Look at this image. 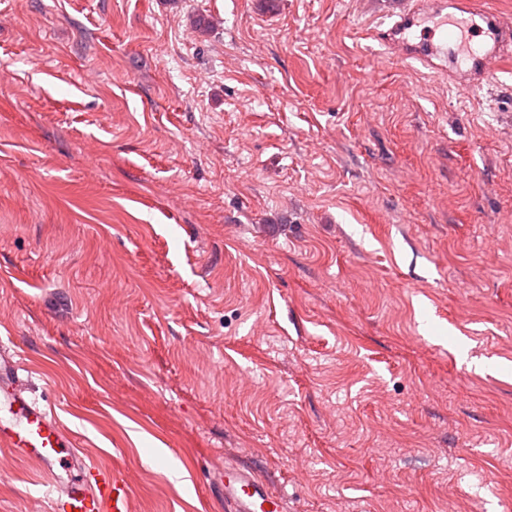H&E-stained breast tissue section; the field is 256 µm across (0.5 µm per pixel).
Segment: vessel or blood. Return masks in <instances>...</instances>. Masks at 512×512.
Listing matches in <instances>:
<instances>
[{"label": "vessel or blood", "instance_id": "b4317fda", "mask_svg": "<svg viewBox=\"0 0 512 512\" xmlns=\"http://www.w3.org/2000/svg\"><path fill=\"white\" fill-rule=\"evenodd\" d=\"M393 24L367 31L368 39L390 46L397 59L436 68L464 88L489 81L512 58V18L489 12L484 0H391ZM0 446L17 457H33L45 470L61 466L47 493L53 512H130L131 491L120 467L93 468L64 435L46 406L31 395L14 352L0 347ZM213 481L217 507L228 512H285L283 497L251 469L228 465Z\"/></svg>", "mask_w": 512, "mask_h": 512}]
</instances>
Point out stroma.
Here are the masks:
<instances>
[{"instance_id":"35a3bbf8","label":"stroma","mask_w":512,"mask_h":512,"mask_svg":"<svg viewBox=\"0 0 512 512\" xmlns=\"http://www.w3.org/2000/svg\"><path fill=\"white\" fill-rule=\"evenodd\" d=\"M384 0H0V337L133 512H512V70ZM0 447V512H51ZM422 3L392 0L387 15L394 23L385 31L368 29L367 39L388 44L398 60L412 59L442 74L447 72L443 64H448V76L463 88L483 85L512 58V18L489 12L484 0L429 1V7ZM447 9L451 11L443 14ZM482 36V44L473 42ZM218 495L212 500L213 509L220 512H284V498L251 469L225 465L214 476ZM217 505V507L214 506Z\"/></svg>"}]
</instances>
